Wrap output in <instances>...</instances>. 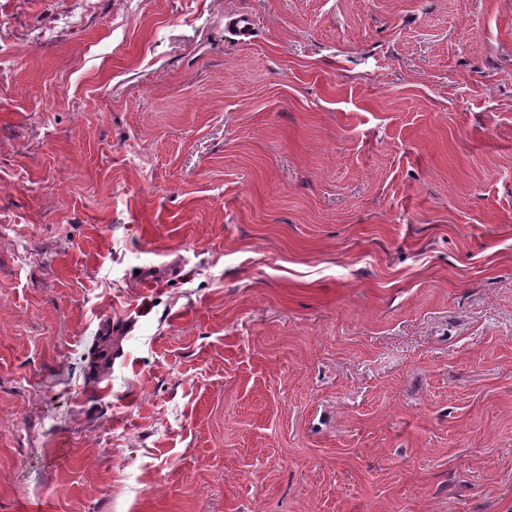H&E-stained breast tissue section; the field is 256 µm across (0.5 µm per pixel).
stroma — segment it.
<instances>
[{
    "instance_id": "obj_1",
    "label": "stroma",
    "mask_w": 512,
    "mask_h": 512,
    "mask_svg": "<svg viewBox=\"0 0 512 512\" xmlns=\"http://www.w3.org/2000/svg\"><path fill=\"white\" fill-rule=\"evenodd\" d=\"M0 512H512V0H0Z\"/></svg>"
}]
</instances>
